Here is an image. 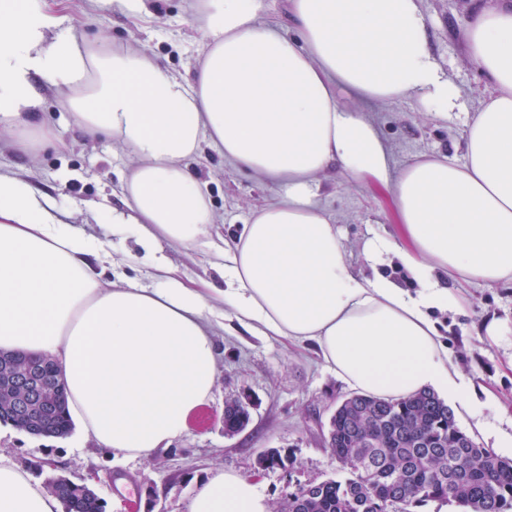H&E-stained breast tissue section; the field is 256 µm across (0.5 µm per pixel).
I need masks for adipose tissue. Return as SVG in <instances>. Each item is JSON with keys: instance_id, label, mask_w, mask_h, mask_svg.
Wrapping results in <instances>:
<instances>
[{"instance_id": "adipose-tissue-1", "label": "adipose tissue", "mask_w": 512, "mask_h": 512, "mask_svg": "<svg viewBox=\"0 0 512 512\" xmlns=\"http://www.w3.org/2000/svg\"><path fill=\"white\" fill-rule=\"evenodd\" d=\"M297 37L263 19L264 0H195L204 57L184 82L149 52L74 36L44 0H0V127L13 146L41 126L34 77L64 93L83 133L127 146L138 163L121 184L137 232L209 250L216 217L189 168L203 141L227 161L283 185L218 254L224 289L186 287L154 258L155 282L116 283L96 239L62 224L53 201L0 174V349L52 358L85 438L148 457L181 435L215 386L216 307L268 338L311 343L348 388L381 398L463 384L433 319L454 296L437 275L512 283V8L469 20V55L494 92L465 130L466 159L423 158L392 173L368 102L414 98L446 115L454 83L430 46L420 0H289ZM337 169L391 197L399 230L371 238L367 260L392 252L416 291L366 276L318 202L316 176ZM0 512H61L29 473L0 457ZM189 512H271L251 480L218 471Z\"/></svg>"}]
</instances>
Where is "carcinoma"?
Instances as JSON below:
<instances>
[{
    "label": "carcinoma",
    "instance_id": "obj_1",
    "mask_svg": "<svg viewBox=\"0 0 512 512\" xmlns=\"http://www.w3.org/2000/svg\"><path fill=\"white\" fill-rule=\"evenodd\" d=\"M50 388L48 435L72 430L64 383ZM224 406V429L243 427V412ZM329 447L341 476L301 485L275 512H411L428 502L459 512H512V458L481 448L462 431L448 405L432 390L402 399L355 394L331 418ZM47 489L66 512H104L96 495L61 478Z\"/></svg>",
    "mask_w": 512,
    "mask_h": 512
}]
</instances>
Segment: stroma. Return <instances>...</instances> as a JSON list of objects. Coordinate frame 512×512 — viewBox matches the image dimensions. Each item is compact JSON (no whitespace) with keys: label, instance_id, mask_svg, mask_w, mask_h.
I'll use <instances>...</instances> for the list:
<instances>
[{"label":"stroma","instance_id":"1","mask_svg":"<svg viewBox=\"0 0 512 512\" xmlns=\"http://www.w3.org/2000/svg\"><path fill=\"white\" fill-rule=\"evenodd\" d=\"M498 0H421L433 54L458 87L462 107L445 118L412 98L392 103H367L340 89L341 106L367 112L393 153V168L401 170L424 156L465 161L462 131L479 100L489 90L465 46L466 24L473 10ZM194 0H151L152 16L133 20L101 9L93 0H46L47 9L67 16L79 37L110 38L133 50H146L179 76L196 71L204 45L196 28ZM38 110L49 124L53 146L25 155L10 147V134L0 131V172L29 178L55 203L65 223L104 241L123 275L151 285L135 237H112L104 226L113 213L125 212L119 185L136 166L123 145L89 139L71 113L60 105L61 92L38 83ZM204 157L191 161L208 189L217 217L209 234L213 242L231 238L248 223L255 208L275 203L280 188L251 177L224 162L210 143ZM319 194L346 237V257L362 272L370 267L362 253L368 235L391 236L397 226L391 200L368 181H350L337 171L323 174ZM157 250L187 286L205 279L215 287L224 281L199 251L159 240ZM462 298L459 307L438 313L448 359L467 382L469 408L450 401L457 425L480 447L512 457V347L482 340L483 323L512 319V285L448 281ZM221 350L211 400L192 415L187 430L154 456L127 457L84 439L79 428L63 438L33 436L0 424V456L41 483L58 476L88 478L105 503V512H188L198 481L217 470L238 473L254 482L271 504L297 486L336 477L340 465L328 447L329 421L350 390L336 379L312 346H297L280 338L256 336L243 328L219 331ZM251 400L252 419L240 433H224L227 398ZM269 448L291 458L285 468L259 471L258 459Z\"/></svg>","mask_w":512,"mask_h":512}]
</instances>
